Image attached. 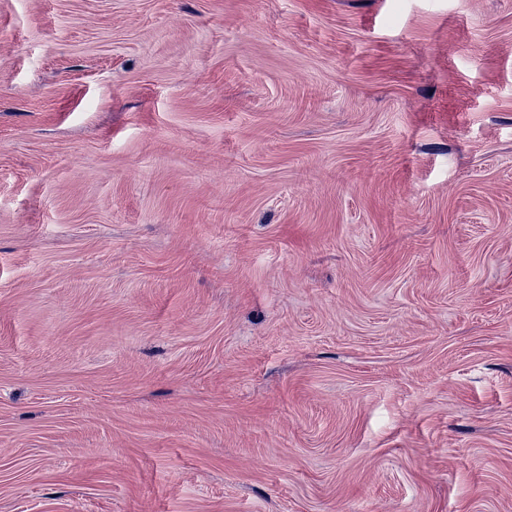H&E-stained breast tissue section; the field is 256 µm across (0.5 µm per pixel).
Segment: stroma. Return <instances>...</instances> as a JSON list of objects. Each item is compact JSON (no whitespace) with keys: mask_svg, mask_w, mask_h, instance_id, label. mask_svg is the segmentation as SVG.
I'll return each instance as SVG.
<instances>
[{"mask_svg":"<svg viewBox=\"0 0 512 512\" xmlns=\"http://www.w3.org/2000/svg\"><path fill=\"white\" fill-rule=\"evenodd\" d=\"M0 512H512V0H0Z\"/></svg>","mask_w":512,"mask_h":512,"instance_id":"1","label":"stroma"}]
</instances>
